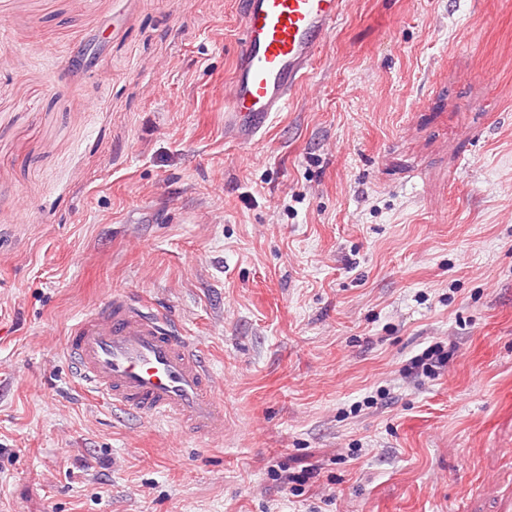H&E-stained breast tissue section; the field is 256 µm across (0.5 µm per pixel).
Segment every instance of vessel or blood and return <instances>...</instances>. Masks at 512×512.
<instances>
[{
    "label": "vessel or blood",
    "instance_id": "1",
    "mask_svg": "<svg viewBox=\"0 0 512 512\" xmlns=\"http://www.w3.org/2000/svg\"><path fill=\"white\" fill-rule=\"evenodd\" d=\"M345 0H246L234 74L224 87V135L245 144L285 111ZM65 355L76 378L132 417L164 419L208 437L224 428L212 369L177 327L121 291L73 321Z\"/></svg>",
    "mask_w": 512,
    "mask_h": 512
}]
</instances>
